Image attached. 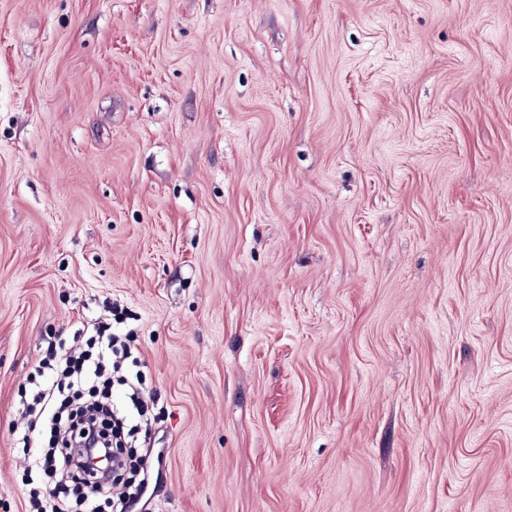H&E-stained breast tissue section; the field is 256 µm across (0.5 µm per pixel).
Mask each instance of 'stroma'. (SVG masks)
I'll return each mask as SVG.
<instances>
[{"label":"stroma","instance_id":"obj_1","mask_svg":"<svg viewBox=\"0 0 512 512\" xmlns=\"http://www.w3.org/2000/svg\"><path fill=\"white\" fill-rule=\"evenodd\" d=\"M112 302L141 512H512V0H0V512Z\"/></svg>","mask_w":512,"mask_h":512}]
</instances>
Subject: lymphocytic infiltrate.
<instances>
[{
    "mask_svg": "<svg viewBox=\"0 0 512 512\" xmlns=\"http://www.w3.org/2000/svg\"><path fill=\"white\" fill-rule=\"evenodd\" d=\"M137 352L108 317L92 319L68 341H48L19 395L21 421L14 430L29 471L52 484L31 495L33 512H132L145 494L153 456L131 458L122 440L126 425L151 427L156 402L135 369ZM116 387L123 391L119 403L112 399ZM89 448L111 452V476L86 466Z\"/></svg>",
    "mask_w": 512,
    "mask_h": 512,
    "instance_id": "lymphocytic-infiltrate-1",
    "label": "lymphocytic infiltrate"
}]
</instances>
